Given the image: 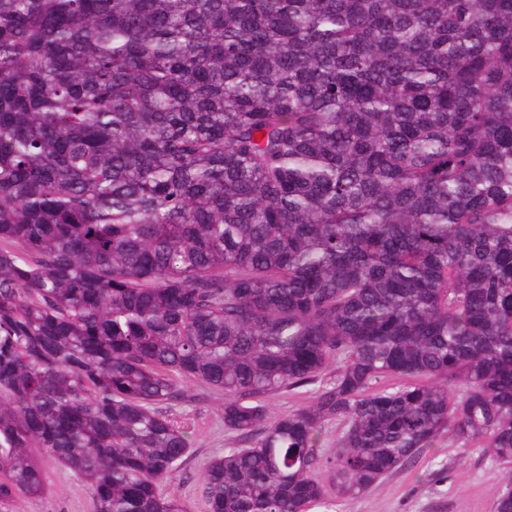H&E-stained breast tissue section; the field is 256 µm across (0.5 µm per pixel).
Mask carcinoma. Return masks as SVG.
<instances>
[{
    "instance_id": "cac0c4a2",
    "label": "carcinoma",
    "mask_w": 512,
    "mask_h": 512,
    "mask_svg": "<svg viewBox=\"0 0 512 512\" xmlns=\"http://www.w3.org/2000/svg\"><path fill=\"white\" fill-rule=\"evenodd\" d=\"M175 373L259 433L208 512L512 463V0H0V504L183 512ZM317 387L318 385L315 384L286 388L277 394L265 397L264 404L267 408V419L263 426L268 425L284 414L308 405ZM45 490L39 496H20L0 505V512H93L91 490L68 469L46 467Z\"/></svg>"
}]
</instances>
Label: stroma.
<instances>
[{"instance_id": "stroma-1", "label": "stroma", "mask_w": 512, "mask_h": 512, "mask_svg": "<svg viewBox=\"0 0 512 512\" xmlns=\"http://www.w3.org/2000/svg\"><path fill=\"white\" fill-rule=\"evenodd\" d=\"M184 398L161 404V411L184 425L190 452L164 490L185 512H206L201 496L203 472L225 450L241 447L237 434L224 428L223 393L199 383L183 384ZM45 490L0 504V512H93L91 490L68 469L46 467ZM512 465L468 445L442 438L405 467L385 476L363 494L348 500L328 494L310 512H492Z\"/></svg>"}]
</instances>
